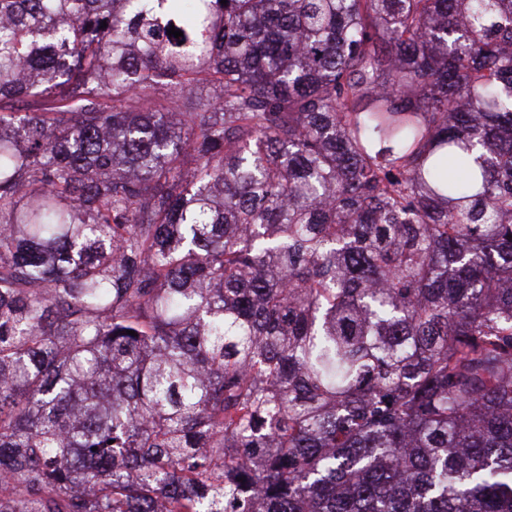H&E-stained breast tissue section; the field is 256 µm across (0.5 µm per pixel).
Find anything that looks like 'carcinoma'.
Here are the masks:
<instances>
[{
	"label": "carcinoma",
	"instance_id": "carcinoma-1",
	"mask_svg": "<svg viewBox=\"0 0 512 512\" xmlns=\"http://www.w3.org/2000/svg\"><path fill=\"white\" fill-rule=\"evenodd\" d=\"M0 512H512V0H0Z\"/></svg>",
	"mask_w": 512,
	"mask_h": 512
}]
</instances>
